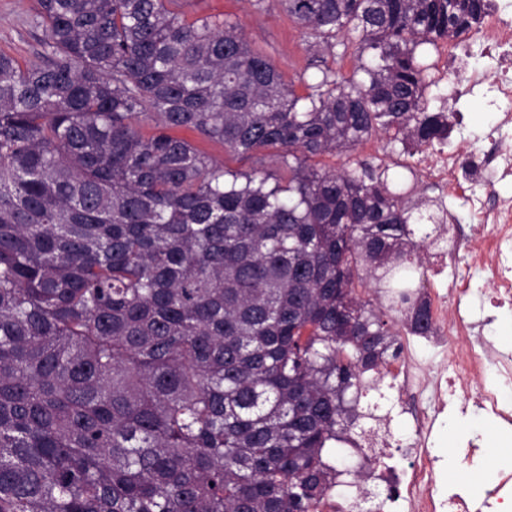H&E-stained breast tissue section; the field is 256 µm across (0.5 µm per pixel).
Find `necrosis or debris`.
I'll return each mask as SVG.
<instances>
[{
  "instance_id": "1",
  "label": "necrosis or debris",
  "mask_w": 512,
  "mask_h": 512,
  "mask_svg": "<svg viewBox=\"0 0 512 512\" xmlns=\"http://www.w3.org/2000/svg\"><path fill=\"white\" fill-rule=\"evenodd\" d=\"M441 92L440 108L468 98L480 101L490 116L483 149L460 157L444 144L418 150L416 169L441 191L462 200L471 224L469 240L475 259L487 274L482 307L492 313L512 311V196L491 194L496 184L512 179V0H489L481 21L466 40L441 43L432 63ZM460 74L449 82V74ZM473 288L458 277L441 288L424 279L417 295L428 306L432 333L429 347L446 353L447 337L468 341L475 327L466 306ZM415 335L404 331L401 356L386 367L390 385L398 394L428 396L427 407L411 409V451L402 467L385 465L395 439L390 419L377 421L349 444L357 461L353 469L324 464L332 472L331 488L314 512H355L366 483L395 482L396 492L379 505L380 512H512V467L501 466L494 483L476 497L467 485H448L445 465L434 455L441 428L449 419L475 415L493 420L498 437L512 445V353L496 350L490 342L469 345L454 372L440 369L424 374L416 357ZM477 379L475 393H467L469 379Z\"/></svg>"
}]
</instances>
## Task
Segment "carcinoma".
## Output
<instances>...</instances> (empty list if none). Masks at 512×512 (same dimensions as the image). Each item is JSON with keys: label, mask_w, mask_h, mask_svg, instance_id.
Segmentation results:
<instances>
[{"label": "carcinoma", "mask_w": 512, "mask_h": 512, "mask_svg": "<svg viewBox=\"0 0 512 512\" xmlns=\"http://www.w3.org/2000/svg\"><path fill=\"white\" fill-rule=\"evenodd\" d=\"M278 3L352 73L299 94L166 0H39L42 59L0 52V512H312L393 316L430 331L409 289L447 225L416 236L383 158H316L447 141L426 56L488 0ZM181 134L192 139L201 150L205 151L212 158L223 163L230 169L240 170L243 172H250L253 169H257L274 173L275 175L280 174L277 157L278 152L275 149H266L261 151L258 154V157L262 158L260 162H256V159L241 160L224 153V146L221 144L203 139L195 133L184 132Z\"/></svg>", "instance_id": "1"}]
</instances>
